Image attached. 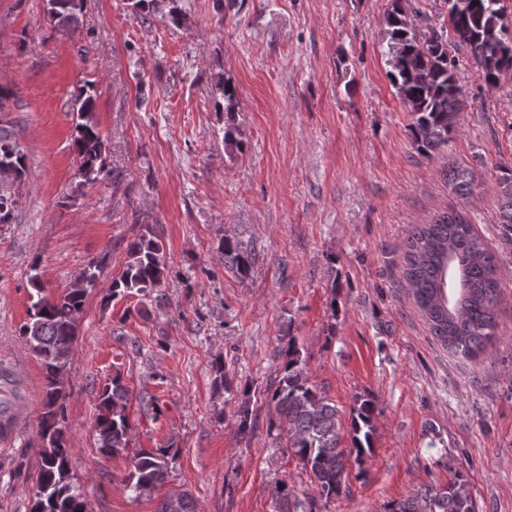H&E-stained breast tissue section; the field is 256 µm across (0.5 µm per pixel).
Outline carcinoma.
<instances>
[{"label": "carcinoma", "instance_id": "carcinoma-1", "mask_svg": "<svg viewBox=\"0 0 512 512\" xmlns=\"http://www.w3.org/2000/svg\"><path fill=\"white\" fill-rule=\"evenodd\" d=\"M386 15L388 63L392 82L412 115L411 132L417 149L430 155L448 146L457 129L462 106V88L457 62L450 48L470 50L474 65L486 85L499 84V75L512 71V38H502L503 8L500 0H446L450 31L417 30L407 11L390 0ZM86 0H47V15L54 26L76 32L81 26ZM95 91L84 86L73 95L75 120L72 142L80 159L78 177L95 183L104 170L106 145L94 120ZM13 167V183L28 173L26 154L14 129L0 123V161ZM448 183L464 197L473 189L470 170L448 167ZM500 240L512 246V169L500 178ZM17 200L0 195V224L14 219ZM224 258L245 275L251 257L227 240ZM161 239L143 233L129 245L128 261L120 278L112 284V295H147L158 287L166 270ZM402 274L414 304L425 318L430 333L449 353L472 360L486 351L498 329L497 306L500 283L495 256L473 232L465 215L453 209L426 224L411 228L401 258ZM97 264L91 262L78 274L66 292L55 300L41 295L38 276L31 277L36 290L28 309V320L20 335L40 357L46 384L45 412L40 420V469L33 492L31 512H87L79 488L73 481L66 432L60 424L62 412L55 409L60 386L76 336V315L88 289L96 281ZM278 385L271 395L279 423L288 435V448L302 462L320 497L330 499L344 490L352 464L366 462L373 451L379 415L371 398L356 400L350 414V446H342L344 431L336 405L311 382L296 339L288 337ZM95 421L99 452L110 456L127 446L130 424L125 413L127 394L118 378L105 385L98 396ZM169 449L137 453L129 487L141 495L162 482L168 473ZM179 512H195L187 495L164 500L158 512H171L172 501ZM385 512H476L466 481L458 476L445 487H425L414 495L393 501Z\"/></svg>", "mask_w": 512, "mask_h": 512}]
</instances>
